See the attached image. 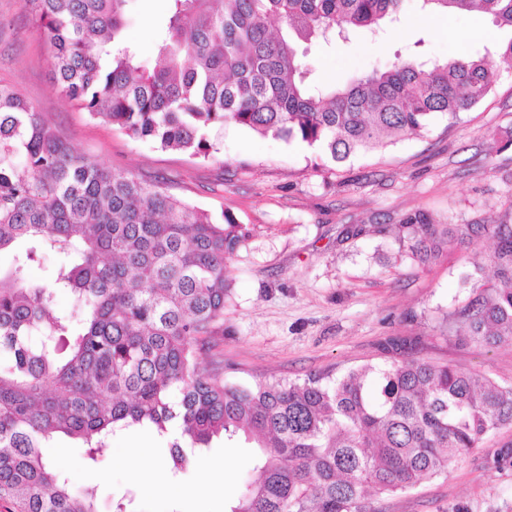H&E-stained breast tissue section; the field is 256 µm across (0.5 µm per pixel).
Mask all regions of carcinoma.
<instances>
[{
    "instance_id": "1",
    "label": "carcinoma",
    "mask_w": 512,
    "mask_h": 512,
    "mask_svg": "<svg viewBox=\"0 0 512 512\" xmlns=\"http://www.w3.org/2000/svg\"><path fill=\"white\" fill-rule=\"evenodd\" d=\"M130 0H23L50 49L59 92L93 117L161 149L209 157L231 123L300 141L342 163L458 118L491 92L490 58L512 60V0H419L423 11H477L504 32L483 55L397 58L318 88L298 48L375 37L407 0H167L154 63L123 30ZM401 224L426 258L484 235L492 277L457 312L471 340L512 347V224ZM246 239L158 181L115 172L71 149L17 91L0 85V503L9 512H98L43 455L59 436L88 459L118 431L167 440L170 472L213 439L254 448L259 477L227 512H367L364 492H404L512 424V386L423 359L303 381L224 382L228 263ZM63 256L27 278L37 248ZM70 298L72 309L58 307ZM216 358L206 370L202 361Z\"/></svg>"
}]
</instances>
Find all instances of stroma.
<instances>
[{"label": "stroma", "instance_id": "1", "mask_svg": "<svg viewBox=\"0 0 512 512\" xmlns=\"http://www.w3.org/2000/svg\"><path fill=\"white\" fill-rule=\"evenodd\" d=\"M166 14V0H131L124 35L142 60L152 59ZM498 39L479 13H426L411 0L383 36L360 33L346 44L314 46L307 60L314 78L343 84L400 54L447 60L494 48ZM492 80V94L455 123L436 120L419 135L330 169L317 166L316 152L303 143L232 124L208 133L218 153L195 157L132 139L61 97L48 47L22 0H0V84L36 106L91 160L163 181L175 197L217 216L230 212L248 228L229 261L224 332L215 338L225 379L238 383L383 365L392 360L388 341L401 339L402 356L512 385V347L469 341L454 317L471 294L464 278L488 268L492 241L477 237L422 263L398 225L416 211L437 224H484L512 213V63L494 58ZM351 227L361 235L347 236ZM140 435L137 428L117 433L93 461L65 437L46 454L72 484L95 488L99 512H114L121 499L130 512H225L253 472L244 441L217 439L199 458L223 463V470L194 465L161 489L149 475L169 468L158 440L143 454L148 474L133 476L126 461ZM502 448H512V425L412 491L367 493V510L512 512V467L493 463Z\"/></svg>", "mask_w": 512, "mask_h": 512}]
</instances>
